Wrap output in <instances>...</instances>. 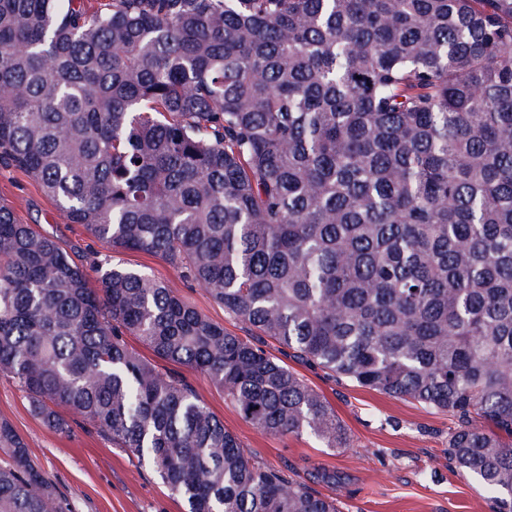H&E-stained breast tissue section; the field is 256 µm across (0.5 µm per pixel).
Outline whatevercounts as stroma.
<instances>
[{
  "instance_id": "obj_1",
  "label": "stroma",
  "mask_w": 512,
  "mask_h": 512,
  "mask_svg": "<svg viewBox=\"0 0 512 512\" xmlns=\"http://www.w3.org/2000/svg\"><path fill=\"white\" fill-rule=\"evenodd\" d=\"M0 203L22 223L38 225L102 265L121 264L168 283L227 332L257 339L255 329L226 312L203 288L183 280L162 259L104 248L81 225L69 223L35 179L1 163ZM287 364L335 411L346 430L344 447L326 448L307 435L261 432L200 372L165 362L159 369L183 377L260 465L297 479L327 473V481L315 488L341 502L343 512H495L486 489L454 472L448 459L453 417L328 376L292 358ZM0 416L25 438L33 462L61 492L70 512H186L184 501L128 449L113 447L105 436L78 426L61 435L43 425L5 374H0Z\"/></svg>"
}]
</instances>
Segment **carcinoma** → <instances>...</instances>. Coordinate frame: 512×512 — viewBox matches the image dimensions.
I'll list each match as a JSON object with an SVG mask.
<instances>
[{"mask_svg": "<svg viewBox=\"0 0 512 512\" xmlns=\"http://www.w3.org/2000/svg\"><path fill=\"white\" fill-rule=\"evenodd\" d=\"M0 160L109 249L157 256L334 378L457 420L448 459L512 512V0H0ZM0 205V373L128 448L187 512H341L255 428L346 431L163 282ZM0 512H70L0 418Z\"/></svg>", "mask_w": 512, "mask_h": 512, "instance_id": "obj_1", "label": "carcinoma"}]
</instances>
